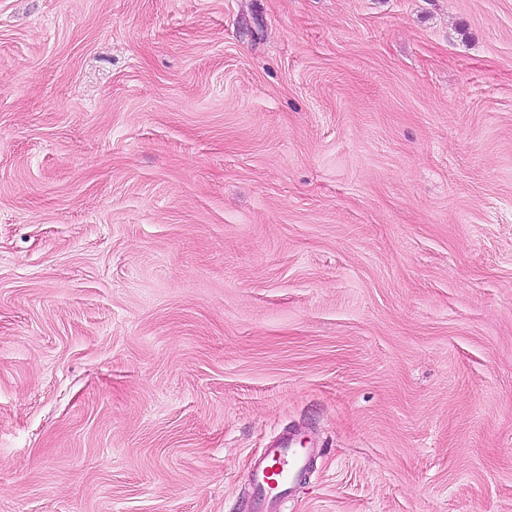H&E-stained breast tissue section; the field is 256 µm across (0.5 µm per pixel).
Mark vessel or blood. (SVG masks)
I'll list each match as a JSON object with an SVG mask.
<instances>
[{
  "mask_svg": "<svg viewBox=\"0 0 512 512\" xmlns=\"http://www.w3.org/2000/svg\"><path fill=\"white\" fill-rule=\"evenodd\" d=\"M310 451L282 434L254 467L250 481L254 489L253 512H285L295 479L306 469Z\"/></svg>",
  "mask_w": 512,
  "mask_h": 512,
  "instance_id": "b4317fda",
  "label": "vessel or blood"
}]
</instances>
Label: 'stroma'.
I'll return each mask as SVG.
<instances>
[{"label":"stroma","mask_w":512,"mask_h":512,"mask_svg":"<svg viewBox=\"0 0 512 512\" xmlns=\"http://www.w3.org/2000/svg\"><path fill=\"white\" fill-rule=\"evenodd\" d=\"M512 512V0H0V512ZM288 434H280L254 467L250 481L254 489L253 512H284L295 479L307 468L310 448Z\"/></svg>","instance_id":"1"}]
</instances>
